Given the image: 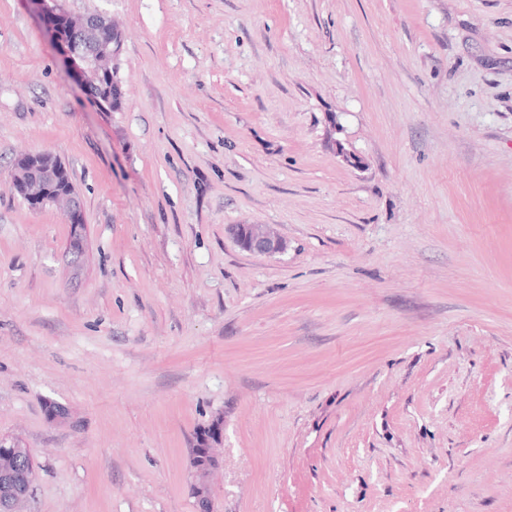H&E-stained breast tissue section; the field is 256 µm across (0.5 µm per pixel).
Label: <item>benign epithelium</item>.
Listing matches in <instances>:
<instances>
[{
    "mask_svg": "<svg viewBox=\"0 0 512 512\" xmlns=\"http://www.w3.org/2000/svg\"><path fill=\"white\" fill-rule=\"evenodd\" d=\"M42 20L66 12L63 0H33ZM72 35L84 39L80 48L66 47L63 56L77 76L94 67L108 68L119 53V42L114 34L111 19L106 15L94 14L83 17H69ZM24 163L19 171L16 189L35 199L34 207L40 203L57 204L61 207L68 223L73 228V237L81 235L82 204L73 189H60L57 181L61 174L59 161L46 152H32L22 156ZM229 230L247 251L257 255H270L285 249L284 241L266 224H233ZM0 512H19V506L28 498L27 493L13 484L16 461L20 459L19 445L0 437ZM217 459L216 448L198 444L191 449L195 482L192 495L197 500L199 512H212L210 485L207 477L211 463Z\"/></svg>",
    "mask_w": 512,
    "mask_h": 512,
    "instance_id": "1",
    "label": "benign epithelium"
}]
</instances>
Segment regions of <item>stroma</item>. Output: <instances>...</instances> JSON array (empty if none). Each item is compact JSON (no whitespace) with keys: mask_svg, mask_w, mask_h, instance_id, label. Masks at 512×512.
Returning a JSON list of instances; mask_svg holds the SVG:
<instances>
[{"mask_svg":"<svg viewBox=\"0 0 512 512\" xmlns=\"http://www.w3.org/2000/svg\"><path fill=\"white\" fill-rule=\"evenodd\" d=\"M66 6L117 27L114 111L29 0H0L22 512H197L216 421L215 512H512V0ZM34 151L81 197V260L14 187ZM229 230L247 251L270 255L285 249L284 241L266 224H233ZM217 448L214 446L198 444L191 448L192 466L195 470V482L191 486L192 495L197 500L200 512L212 511L210 499V485L207 477L212 470L211 463L218 460Z\"/></svg>","mask_w":512,"mask_h":512,"instance_id":"35a3bbf8","label":"stroma"}]
</instances>
